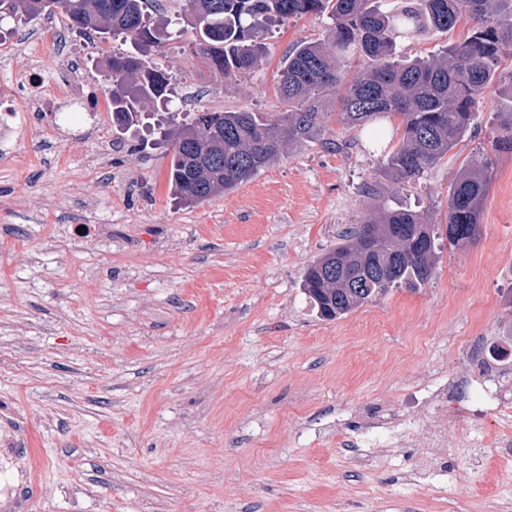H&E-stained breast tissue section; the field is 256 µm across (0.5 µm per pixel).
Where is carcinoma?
<instances>
[{
	"instance_id": "carcinoma-1",
	"label": "carcinoma",
	"mask_w": 512,
	"mask_h": 512,
	"mask_svg": "<svg viewBox=\"0 0 512 512\" xmlns=\"http://www.w3.org/2000/svg\"><path fill=\"white\" fill-rule=\"evenodd\" d=\"M56 1L80 31L133 46V54L112 52L105 68L112 126L136 124L173 79L154 58L170 19L148 11L152 0H0V15L26 23L53 13ZM183 7L197 50L226 83L259 65L269 26L308 14L330 20L326 39L302 41L283 59L277 90L284 111L271 117L207 110L168 132L169 181L187 205L247 183L286 147L315 138L331 97L339 104L338 121L349 128L381 114L401 119L402 139L384 163L398 183L420 177L463 141L474 129L483 91L495 83L506 104L493 115L491 146L497 155H512V72L500 70L503 57H512V0H183ZM463 19L471 25L463 41L431 56L399 58L400 43L450 32ZM352 54L365 64L350 75L341 62ZM492 170L484 156L459 172L444 228L418 212L384 205L342 235L304 273V293L319 317L335 320L389 288L427 283L443 239L452 247L476 237Z\"/></svg>"
}]
</instances>
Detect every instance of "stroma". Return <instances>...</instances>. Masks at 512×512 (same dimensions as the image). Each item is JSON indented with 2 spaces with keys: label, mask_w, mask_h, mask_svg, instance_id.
<instances>
[{
  "label": "stroma",
  "mask_w": 512,
  "mask_h": 512,
  "mask_svg": "<svg viewBox=\"0 0 512 512\" xmlns=\"http://www.w3.org/2000/svg\"><path fill=\"white\" fill-rule=\"evenodd\" d=\"M327 30L315 15L272 27L259 67L229 87L191 33L164 42L191 69L170 102L113 131L111 183L24 139L0 156V433L33 462L28 512H512V353L497 376L482 354L512 337V155L494 165L475 240L439 250L421 288L333 321L302 292L307 265L379 203L445 223L457 172L491 150L496 86L475 131L409 182L383 166L399 118L376 119L375 144L330 117L202 205L170 188L159 115L282 111V58ZM68 45L108 98L112 42L65 19L34 49L54 64ZM451 379L465 387L443 412L430 396ZM440 415L447 439L423 447ZM70 484L81 494H60Z\"/></svg>",
  "instance_id": "1"
}]
</instances>
